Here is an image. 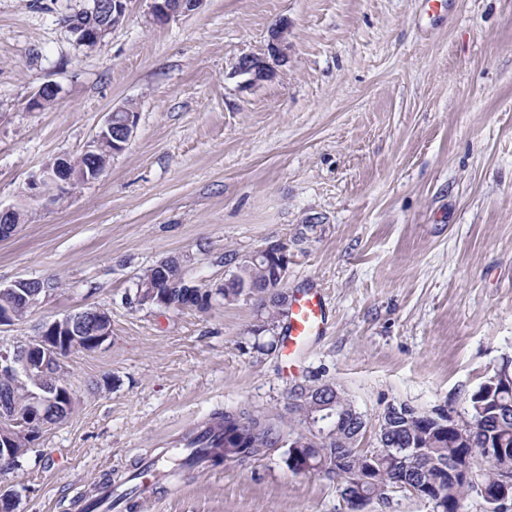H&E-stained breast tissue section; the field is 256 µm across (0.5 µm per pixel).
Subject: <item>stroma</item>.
<instances>
[{
    "label": "stroma",
    "mask_w": 512,
    "mask_h": 512,
    "mask_svg": "<svg viewBox=\"0 0 512 512\" xmlns=\"http://www.w3.org/2000/svg\"><path fill=\"white\" fill-rule=\"evenodd\" d=\"M87 0H0V286L58 281L0 344L88 307L112 334L62 360L74 412L44 429L0 489L15 512H82L113 473L175 447L215 415L287 418L294 383L327 381L367 420L389 404L457 415L512 361V0H204L155 23L129 0L106 42L63 25ZM287 23L274 78L233 65ZM52 106L32 107L45 84ZM134 106L127 149L96 180L34 201L29 176L76 156L112 109ZM315 232L298 239L302 224ZM276 245L289 292L327 299L328 329L288 376L252 347L254 301L225 304L224 256ZM184 259L204 307H129L148 267ZM258 460L186 467L152 497L97 512H347L336 483Z\"/></svg>",
    "instance_id": "35a3bbf8"
}]
</instances>
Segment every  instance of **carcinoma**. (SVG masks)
<instances>
[{"label":"carcinoma","instance_id":"carcinoma-1","mask_svg":"<svg viewBox=\"0 0 512 512\" xmlns=\"http://www.w3.org/2000/svg\"><path fill=\"white\" fill-rule=\"evenodd\" d=\"M230 274L233 281L216 290L225 302L254 300L264 315L248 333L254 348L269 352L277 348L276 336L283 331L292 295L278 280L274 264H240ZM181 268L153 265L137 279L164 295L166 307L183 309L197 306L211 296L199 288L180 286ZM39 390L37 378L21 383L10 376L0 377V392L24 405L30 393ZM291 412L303 424L328 408L332 424L328 434L300 442L294 430L284 423L242 410V421L229 413L216 417L222 424V441L193 447L192 460L209 458L245 461L254 459L268 448H284L285 463L294 473L318 471L340 487L347 512H362L369 502L387 498V489L398 483L419 489V500L433 505V512H459L463 500L485 492L490 506H495L500 484L498 469L512 468V388L474 390L468 399L470 428L462 439L451 428L438 425L406 404L387 407L379 424L377 446L358 448L366 428L364 415L352 400L336 392L329 382L296 384L288 392ZM466 457L490 458L493 465L483 470L481 486L474 489L456 472V465Z\"/></svg>","mask_w":512,"mask_h":512}]
</instances>
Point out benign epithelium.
<instances>
[{
    "instance_id": "obj_1",
    "label": "benign epithelium",
    "mask_w": 512,
    "mask_h": 512,
    "mask_svg": "<svg viewBox=\"0 0 512 512\" xmlns=\"http://www.w3.org/2000/svg\"><path fill=\"white\" fill-rule=\"evenodd\" d=\"M128 0H90L85 8L88 19L80 20L69 27L76 43L89 48L103 43L126 18ZM204 0H151L154 21L165 23L180 16L197 11ZM291 48L288 26L281 24L269 33L267 53L245 54L233 66V74L244 78L247 86L258 87L269 81L275 74L272 63L288 60ZM138 112L130 106H121L107 114L103 124L88 142L84 153L89 155L90 170L102 174L109 159L121 154L130 144L137 128ZM76 174L71 169V158L67 154L56 155L34 172L27 182V196L33 200L45 196L58 198L71 191ZM13 207L0 208V238L13 235L17 229L14 223ZM24 280L18 279L0 287V295L12 294L15 299L32 308L37 305L35 297L23 290ZM111 318L100 308L88 307L71 312L61 318L42 325L38 336L17 344L10 352L0 351V372L17 379L28 378L32 373L44 369L50 360H58L67 349L84 346L98 348L110 337ZM484 386L512 387V366L503 365L484 382ZM42 391L35 395L25 407L0 402V456L11 457V436L25 431L39 436L54 420L53 412L62 404L63 386L55 375L42 379Z\"/></svg>"
}]
</instances>
